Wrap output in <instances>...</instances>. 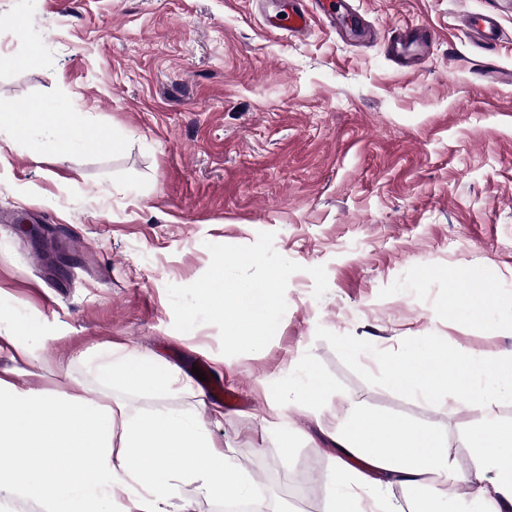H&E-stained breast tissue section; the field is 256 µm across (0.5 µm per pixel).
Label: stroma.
Masks as SVG:
<instances>
[{
  "mask_svg": "<svg viewBox=\"0 0 512 512\" xmlns=\"http://www.w3.org/2000/svg\"><path fill=\"white\" fill-rule=\"evenodd\" d=\"M491 2L360 0L375 35L358 38L319 19L301 36L271 28L288 0H0V109L63 99L118 141L60 159L0 135V304L14 314L0 334L36 331L33 359L1 351L0 371L21 389L133 413L195 412L249 473L254 502L292 485V512H327L332 434L350 400L439 430L452 465L472 470L479 410L447 390L400 395L341 343L398 353L441 336L489 358L512 350V11L487 80L474 75L485 53L461 29ZM408 23L435 41L403 68L377 37ZM28 34L43 56L24 66ZM261 231L301 266L272 341L229 357L213 325L176 331L168 285L204 274L207 243L249 245ZM318 265L320 298L308 273ZM472 277L499 328L443 310ZM110 347L188 380L206 362L244 403L100 382L92 363ZM304 364L332 388L317 414L270 398V382ZM281 421L296 435L287 453Z\"/></svg>",
  "mask_w": 512,
  "mask_h": 512,
  "instance_id": "stroma-1",
  "label": "stroma"
}]
</instances>
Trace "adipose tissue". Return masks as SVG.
<instances>
[{"label":"adipose tissue","instance_id":"ef3b65f1","mask_svg":"<svg viewBox=\"0 0 512 512\" xmlns=\"http://www.w3.org/2000/svg\"><path fill=\"white\" fill-rule=\"evenodd\" d=\"M2 127L40 139L57 156L109 141L64 102L1 112ZM345 349L378 364L400 394L431 398L446 388L483 416L469 436L475 466L462 473L450 465L447 442L437 431L350 404L336 423L345 458L327 476L328 512H364L353 490L358 476L348 464L352 458L380 470L389 483L428 488V495L409 501V512H447L448 489L459 483L474 489L464 512H512V422L492 410L496 402L512 400V351L488 359L449 347L439 336L416 338L394 355L374 343ZM97 372L102 382L117 380L142 392L163 393L179 380L170 365L136 351L104 353ZM271 391L274 398L318 411L331 387L306 366L273 382ZM117 428L122 436L116 453ZM0 456L10 459L0 469V499L21 496L43 512H171L187 484L214 500L244 501L252 494L242 467L192 414H133L77 394L57 398L20 389L1 376Z\"/></svg>","mask_w":512,"mask_h":512}]
</instances>
